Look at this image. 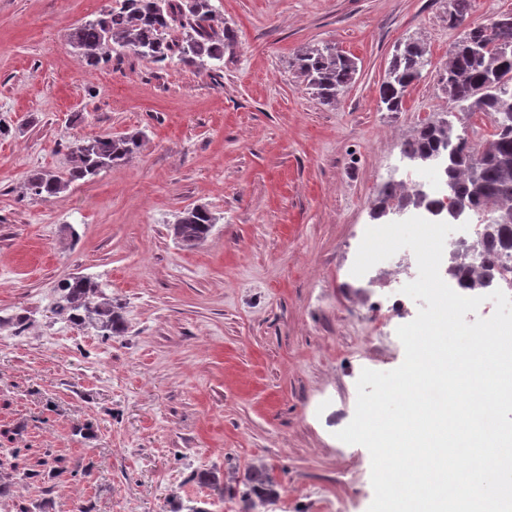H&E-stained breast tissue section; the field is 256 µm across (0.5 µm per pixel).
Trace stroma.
I'll return each instance as SVG.
<instances>
[{
  "instance_id": "35a3bbf8",
  "label": "stroma",
  "mask_w": 512,
  "mask_h": 512,
  "mask_svg": "<svg viewBox=\"0 0 512 512\" xmlns=\"http://www.w3.org/2000/svg\"><path fill=\"white\" fill-rule=\"evenodd\" d=\"M115 0H0V512H166L211 498L207 470L267 468L273 512H368L371 458L338 440L362 369L404 360L401 324L346 287L351 250L384 178L420 124L492 138L482 112H449L439 78L460 29L448 0H213L235 31L207 68L113 47L92 69L71 29ZM429 64L403 111L379 101L395 44ZM332 45L357 71L321 105L288 63ZM143 132L126 165L44 201L31 170L65 171L78 138ZM217 217L200 244L172 226ZM87 275L122 304L124 334L88 336L49 312L59 281ZM64 459L51 494L23 480ZM215 220L204 206L193 207L184 212L177 224H173L175 238L187 247L194 246L208 237Z\"/></svg>"
}]
</instances>
